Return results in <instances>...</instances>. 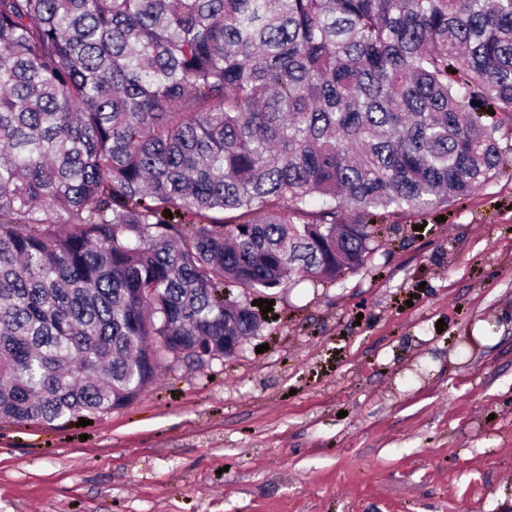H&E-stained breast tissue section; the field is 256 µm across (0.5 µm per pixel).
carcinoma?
<instances>
[{
	"label": "carcinoma",
	"instance_id": "1",
	"mask_svg": "<svg viewBox=\"0 0 512 512\" xmlns=\"http://www.w3.org/2000/svg\"><path fill=\"white\" fill-rule=\"evenodd\" d=\"M504 128L512 0H0V421L224 357L233 289L359 270Z\"/></svg>",
	"mask_w": 512,
	"mask_h": 512
}]
</instances>
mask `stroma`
<instances>
[{"instance_id":"stroma-1","label":"stroma","mask_w":512,"mask_h":512,"mask_svg":"<svg viewBox=\"0 0 512 512\" xmlns=\"http://www.w3.org/2000/svg\"><path fill=\"white\" fill-rule=\"evenodd\" d=\"M260 292L233 355L131 404L0 422V512H512V169Z\"/></svg>"}]
</instances>
